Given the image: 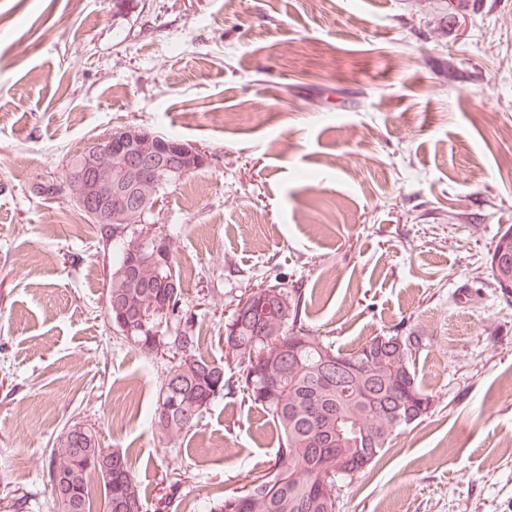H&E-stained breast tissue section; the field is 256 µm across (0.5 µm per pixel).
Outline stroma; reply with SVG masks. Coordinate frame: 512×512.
<instances>
[{
	"label": "stroma",
	"mask_w": 512,
	"mask_h": 512,
	"mask_svg": "<svg viewBox=\"0 0 512 512\" xmlns=\"http://www.w3.org/2000/svg\"><path fill=\"white\" fill-rule=\"evenodd\" d=\"M129 124L209 152L150 218L180 229L203 356L258 283L301 289L336 348L418 341L430 413L339 512H512V288L490 265L512 225V0H0V512H48L75 422L126 452L143 512L274 463L241 395L174 443L146 418L163 362L109 323L112 254L65 179Z\"/></svg>",
	"instance_id": "35a3bbf8"
}]
</instances>
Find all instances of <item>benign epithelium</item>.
Segmentation results:
<instances>
[{
	"instance_id": "benign-epithelium-1",
	"label": "benign epithelium",
	"mask_w": 512,
	"mask_h": 512,
	"mask_svg": "<svg viewBox=\"0 0 512 512\" xmlns=\"http://www.w3.org/2000/svg\"><path fill=\"white\" fill-rule=\"evenodd\" d=\"M206 151L189 142L163 148L150 131L129 125L116 128L94 142L82 155L68 188L72 201L100 224L158 211L162 199L151 187L203 167ZM164 237L153 232L135 237L128 247L129 263L156 273L170 265Z\"/></svg>"
}]
</instances>
